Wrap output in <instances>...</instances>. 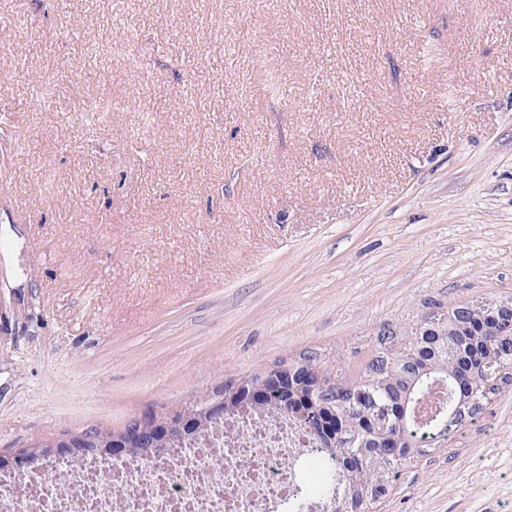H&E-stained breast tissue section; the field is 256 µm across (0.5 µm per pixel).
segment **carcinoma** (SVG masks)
<instances>
[{
  "label": "carcinoma",
  "mask_w": 512,
  "mask_h": 512,
  "mask_svg": "<svg viewBox=\"0 0 512 512\" xmlns=\"http://www.w3.org/2000/svg\"><path fill=\"white\" fill-rule=\"evenodd\" d=\"M505 302V298L470 300L441 312L433 309L406 329H384L354 375L325 376L328 388L320 400L336 405L338 426L332 434L318 433L315 450L324 477L315 493L329 498L331 512H370L373 504L390 496L402 469L512 386V334L487 331L475 338L469 332L470 326ZM467 360L480 366V377L463 393L453 373ZM318 362L319 355L307 351L289 365L302 376L314 372ZM230 389L226 384L215 397L180 408L177 414L185 423L184 432L164 443L152 441L153 426L136 425L138 453L150 458L161 448L213 427L199 425L198 418L216 398H224L225 416L242 413ZM296 398L290 391L247 412L284 419L306 434L316 428V411Z\"/></svg>",
  "instance_id": "1"
}]
</instances>
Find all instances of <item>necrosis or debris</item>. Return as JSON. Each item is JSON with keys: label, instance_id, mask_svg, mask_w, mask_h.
Returning a JSON list of instances; mask_svg holds the SVG:
<instances>
[{"label": "necrosis or debris", "instance_id": "1", "mask_svg": "<svg viewBox=\"0 0 512 512\" xmlns=\"http://www.w3.org/2000/svg\"><path fill=\"white\" fill-rule=\"evenodd\" d=\"M300 432L272 417L226 422L152 459L62 458L0 481V512H274L294 496Z\"/></svg>", "mask_w": 512, "mask_h": 512}]
</instances>
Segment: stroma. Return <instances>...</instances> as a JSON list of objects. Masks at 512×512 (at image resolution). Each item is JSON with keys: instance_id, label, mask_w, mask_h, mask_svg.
<instances>
[{"instance_id": "35a3bbf8", "label": "stroma", "mask_w": 512, "mask_h": 512, "mask_svg": "<svg viewBox=\"0 0 512 512\" xmlns=\"http://www.w3.org/2000/svg\"><path fill=\"white\" fill-rule=\"evenodd\" d=\"M1 81L2 451L512 298V0H0ZM374 512H512V389Z\"/></svg>"}]
</instances>
